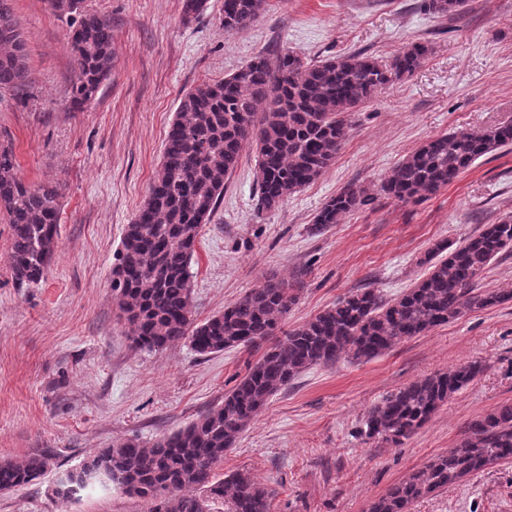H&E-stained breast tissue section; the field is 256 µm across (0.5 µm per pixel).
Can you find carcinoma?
<instances>
[{"label":"carcinoma","mask_w":512,"mask_h":512,"mask_svg":"<svg viewBox=\"0 0 512 512\" xmlns=\"http://www.w3.org/2000/svg\"><path fill=\"white\" fill-rule=\"evenodd\" d=\"M53 15L65 17L78 76L70 109L81 112L112 77V22L90 12L85 0H55ZM465 0H427L428 10L453 14ZM267 0H224L227 30L245 29ZM427 54L413 44L382 66L353 53L306 61L283 50L259 53L222 80L187 91L167 131L161 164L149 193L125 228L112 270V296L120 319L134 327L132 344L164 350L187 341L200 355L233 347H265L263 355L224 401L185 427L151 444L117 442L88 456L80 472L59 484L70 497L108 480L143 500L148 512H271L273 491L248 474L219 477L224 451L271 396L301 372L343 358L369 361L404 339L423 335L464 314L499 305L508 296L478 288L481 274L512 249V220L486 224L454 249L437 244L427 277L394 302L372 290L340 298L307 322L282 330L299 289L266 279L204 321L194 318L191 263L199 229L211 223L224 197L226 177L242 148L258 150L259 205L282 206L328 169L349 132V116L383 86L412 74ZM28 54L11 0H0V90L20 93L27 84ZM512 146V124L442 134L398 162L380 192L398 201L436 194L480 157ZM63 185L33 186L18 174L13 146L0 142V212L12 229L11 269L23 285L42 281L54 259ZM366 190L348 186L329 199L314 223L338 224L360 206ZM447 256H442L443 252ZM481 372L468 364L411 382L373 405L366 433L400 443L410 438ZM512 459V404L469 423L459 444L411 473L376 499L370 512H406L410 502L459 482L496 461ZM52 458L34 454L0 460V491H12L43 476Z\"/></svg>","instance_id":"obj_1"}]
</instances>
